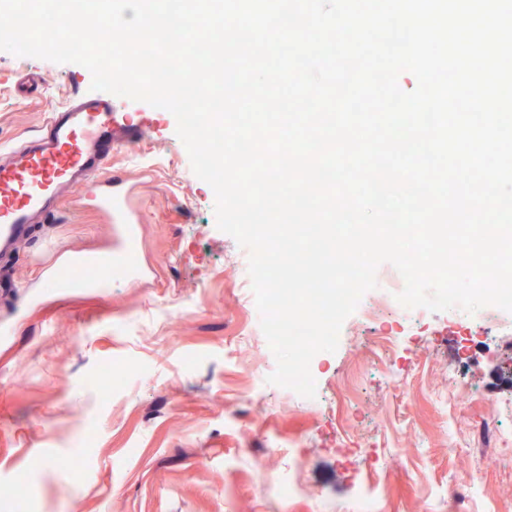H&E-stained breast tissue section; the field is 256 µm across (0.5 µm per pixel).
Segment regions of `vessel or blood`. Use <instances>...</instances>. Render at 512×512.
Returning <instances> with one entry per match:
<instances>
[{"mask_svg": "<svg viewBox=\"0 0 512 512\" xmlns=\"http://www.w3.org/2000/svg\"><path fill=\"white\" fill-rule=\"evenodd\" d=\"M148 129L147 119L109 93L80 95L54 110L39 135L9 148V161L0 162V252L17 248L29 224L50 215L64 189L83 185L81 205L114 224L117 240L102 257L90 263L74 258L71 266L91 264L99 270V277L86 279L90 288L106 287L104 274L111 270L138 274L142 214L134 203L133 179L105 169L117 146L143 138Z\"/></svg>", "mask_w": 512, "mask_h": 512, "instance_id": "vessel-or-blood-1", "label": "vessel or blood"}]
</instances>
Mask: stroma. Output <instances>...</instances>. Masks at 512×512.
Wrapping results in <instances>:
<instances>
[{"label":"stroma","instance_id":"1","mask_svg":"<svg viewBox=\"0 0 512 512\" xmlns=\"http://www.w3.org/2000/svg\"><path fill=\"white\" fill-rule=\"evenodd\" d=\"M91 82L78 64L0 54V149ZM129 106L155 120L112 154L113 169L135 170L142 279L46 293L43 257L111 243L105 218L71 195L0 253V324L14 327L0 338V512H351L364 483L379 488V512H456L472 483L464 512L512 506V453L471 437L482 421L512 434V315L431 311L394 324L397 346L376 353L391 317L381 264L375 315L351 314L317 360L320 406L282 393L246 303L248 249L218 229L175 117ZM267 473L302 494L277 497Z\"/></svg>","mask_w":512,"mask_h":512}]
</instances>
